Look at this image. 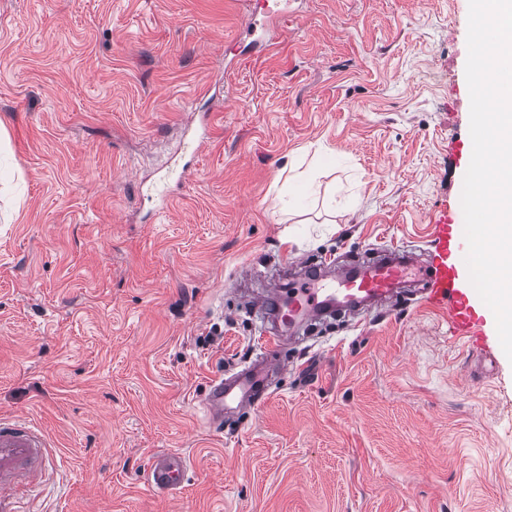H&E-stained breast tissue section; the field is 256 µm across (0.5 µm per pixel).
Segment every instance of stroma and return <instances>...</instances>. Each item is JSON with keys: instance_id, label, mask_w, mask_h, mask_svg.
<instances>
[{"instance_id": "1", "label": "stroma", "mask_w": 512, "mask_h": 512, "mask_svg": "<svg viewBox=\"0 0 512 512\" xmlns=\"http://www.w3.org/2000/svg\"><path fill=\"white\" fill-rule=\"evenodd\" d=\"M252 8L0 0V417L54 445L27 512H512L492 321L473 348L442 308L335 319L264 404L201 413L289 258L428 249L470 136L469 0H288L245 39ZM185 471V462L180 454L162 452L154 456L147 482L155 490L177 491L181 487Z\"/></svg>"}]
</instances>
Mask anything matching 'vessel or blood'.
Wrapping results in <instances>:
<instances>
[{
    "label": "vessel or blood",
    "mask_w": 512,
    "mask_h": 512,
    "mask_svg": "<svg viewBox=\"0 0 512 512\" xmlns=\"http://www.w3.org/2000/svg\"><path fill=\"white\" fill-rule=\"evenodd\" d=\"M464 216L453 212L435 218L430 247L422 260L391 250L363 254L336 274L325 271L317 259L293 261L289 269L293 284L288 292L271 290L256 301L253 310L270 314L288 326L304 325L340 314L364 318L372 312L387 313L400 303L401 285L408 283L411 269H418L423 285L420 303L447 309L462 335H479L488 310L475 302L465 262ZM284 343L279 334L269 338L268 355L256 358L245 370L212 382L202 402L210 421L244 406L262 405L269 396L274 351ZM51 444L44 430L20 418H0V512H18V495H35L40 478L50 462ZM185 462L180 454L162 452L153 458L148 484L165 492L180 488Z\"/></svg>",
    "instance_id": "vessel-or-blood-1"
}]
</instances>
